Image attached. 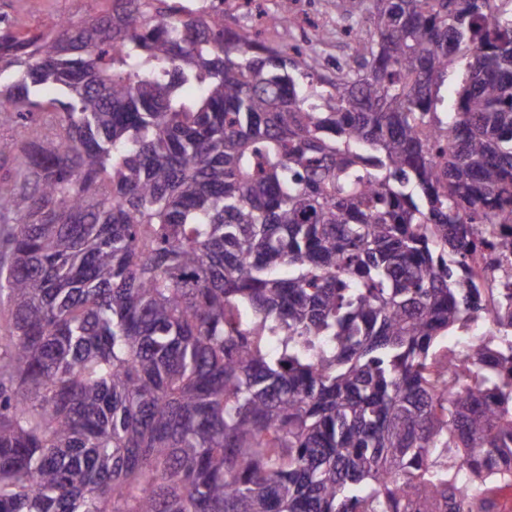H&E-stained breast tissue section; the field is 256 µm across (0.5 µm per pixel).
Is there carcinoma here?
<instances>
[{
	"label": "carcinoma",
	"instance_id": "obj_1",
	"mask_svg": "<svg viewBox=\"0 0 512 512\" xmlns=\"http://www.w3.org/2000/svg\"><path fill=\"white\" fill-rule=\"evenodd\" d=\"M107 1L0 26V512H497L512 0H360L330 75Z\"/></svg>",
	"mask_w": 512,
	"mask_h": 512
}]
</instances>
